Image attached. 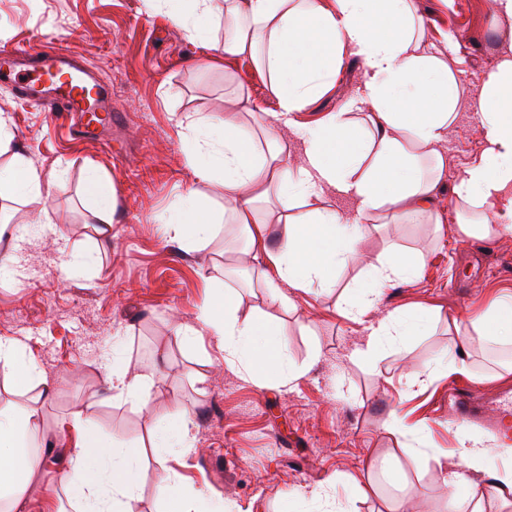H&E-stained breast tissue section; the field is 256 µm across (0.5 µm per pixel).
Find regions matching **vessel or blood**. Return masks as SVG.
Masks as SVG:
<instances>
[{
  "instance_id": "vessel-or-blood-1",
  "label": "vessel or blood",
  "mask_w": 512,
  "mask_h": 512,
  "mask_svg": "<svg viewBox=\"0 0 512 512\" xmlns=\"http://www.w3.org/2000/svg\"><path fill=\"white\" fill-rule=\"evenodd\" d=\"M0 85L39 101L57 118L79 113V135L104 138L112 134V109L106 88L85 68L81 59L62 49L21 50L0 55ZM454 420L474 422L493 433L512 431V400L498 404L493 417L478 412L470 394H454L448 401Z\"/></svg>"
}]
</instances>
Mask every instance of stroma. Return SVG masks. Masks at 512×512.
Returning <instances> with one entry per match:
<instances>
[{"label":"stroma","instance_id":"obj_1","mask_svg":"<svg viewBox=\"0 0 512 512\" xmlns=\"http://www.w3.org/2000/svg\"><path fill=\"white\" fill-rule=\"evenodd\" d=\"M415 6L425 21L421 45L440 53L460 80L456 118L439 148L448 158L441 179L448 190L485 147L471 103L512 49V22L497 16L494 0H415ZM43 47L85 59L109 85L123 141L108 147L73 140L68 120H51L40 105L0 87V117L13 134L0 169L18 155L48 184L42 202L13 204L0 235V257L10 254L14 237L23 239L15 273L0 277V337L19 341L47 383L35 385L23 372L0 367V407L37 402L46 439L59 447L65 443L59 425L77 409L102 436L128 446L160 430L173 413L189 412L198 425V451L169 460V467L189 491L252 502L256 512H318L295 491L320 487L336 474L349 479L336 487L347 512H388L402 496L417 512H448L443 476L466 471L458 455L463 438L483 441L490 467L512 461L483 431L448 416L450 389L471 387L488 396L512 389L506 364L512 342H490L475 327L502 292L512 293V233L462 236L458 224L467 210L447 196L440 223L417 214L405 224L368 227V261L396 251L422 261L413 282L383 290L369 319L411 305L437 309L440 317L424 335L385 345L372 359H352L364 326L342 315L341 306L346 289L361 279L360 265L338 268L334 288L293 296L283 306L225 275V267L249 265L238 225L220 224L214 241L197 250L169 239L165 220L188 190L214 209L224 203L218 183L193 182L179 122L191 112L223 120L224 96L238 88L257 106L275 110L266 77L253 62L208 64L164 9H148L144 0H0V51ZM363 77L359 58L345 57L335 81L296 120L341 112L368 129L357 102ZM92 168L116 190L112 246L94 268L70 275L65 257L82 253L94 236L83 194ZM43 213L47 223H37ZM208 275L237 289L241 317L260 313L277 325L290 366L308 369L296 384L256 386L225 363L214 339L180 341L175 326L195 318ZM452 317L458 320L454 329ZM459 346L469 370L452 374L441 357ZM116 354L130 373L158 379L148 407L109 400ZM395 416L425 442L418 463H410L402 437L387 428ZM389 454L402 488L383 482L377 493L359 495L357 485L369 480L366 460Z\"/></svg>","mask_w":512,"mask_h":512}]
</instances>
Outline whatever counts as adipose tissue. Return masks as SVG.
Here are the masks:
<instances>
[{
    "instance_id": "obj_1",
    "label": "adipose tissue",
    "mask_w": 512,
    "mask_h": 512,
    "mask_svg": "<svg viewBox=\"0 0 512 512\" xmlns=\"http://www.w3.org/2000/svg\"><path fill=\"white\" fill-rule=\"evenodd\" d=\"M166 6L169 18L205 49L207 59H251L277 102V110L270 112L240 91L237 111L225 113L221 123H188L196 133L188 167L195 180L215 181L223 188V213L248 237L250 263L259 273L264 299L285 305L290 292L310 294L327 286L336 268L358 262L364 233L380 217L403 224L411 214L426 213L438 220L445 165L439 147L454 119L459 82L442 58L418 44L423 20L413 0H166ZM219 16L224 19L220 40L209 29ZM348 54L362 62L359 99L370 112L371 132L359 135L337 114L312 124L295 121L294 113L335 79ZM472 106L481 120L485 149L454 183L451 195L494 211L460 225L459 231L479 238L511 233L512 56L501 58ZM243 112L252 117L254 129L240 122ZM285 127L305 146L299 162H292L280 144ZM263 142L268 151L260 150ZM331 188L355 198V217L323 206ZM86 192L91 199L86 221L97 235L91 251L98 254L110 242L116 192L96 176L88 180ZM45 194L43 176L26 162L0 173L2 200L33 202ZM218 216L190 193L168 228L194 250L216 238ZM420 269L418 259L404 254L366 266L367 284L350 298L347 310L352 320L366 324L355 357H374L384 342L428 329L432 315L420 308L366 319L383 288L416 279ZM239 306L237 292L225 289L220 298L204 302L192 322L176 326L175 334L186 343L214 338L225 362L240 366L255 385L272 377L298 380L299 372L286 369L276 326L260 318L239 319ZM108 383L113 398H132L144 407L155 385L130 375L117 359ZM69 421L76 436L68 448L62 491L75 492L77 512H132L141 449L99 437L81 412H73ZM195 430L194 416L182 413L168 432L151 435L158 464L194 453ZM43 431L38 407L0 408V504L9 512H19L28 478L41 466L42 456L33 447Z\"/></svg>"
}]
</instances>
